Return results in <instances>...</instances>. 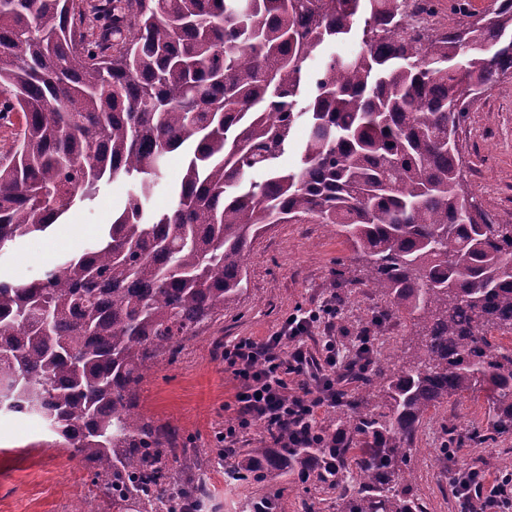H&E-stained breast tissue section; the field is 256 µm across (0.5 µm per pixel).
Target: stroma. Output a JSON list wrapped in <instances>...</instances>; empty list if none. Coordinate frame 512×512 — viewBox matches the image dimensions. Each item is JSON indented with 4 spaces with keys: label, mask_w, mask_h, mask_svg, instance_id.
Returning <instances> with one entry per match:
<instances>
[{
    "label": "stroma",
    "mask_w": 512,
    "mask_h": 512,
    "mask_svg": "<svg viewBox=\"0 0 512 512\" xmlns=\"http://www.w3.org/2000/svg\"><path fill=\"white\" fill-rule=\"evenodd\" d=\"M463 177L472 196L491 210L497 223L512 224V77L502 78L479 95L458 130ZM186 164L184 151L167 154L150 209L162 214L174 204V189ZM130 182L102 184L90 201L75 205L48 232L30 236L0 251V277L17 284L40 278L66 255L96 244L105 224L124 203ZM352 252L323 224H278L251 245L248 290L237 308L189 342L173 364L159 361L139 391L138 410L166 423L203 450L217 449L215 435L232 417L239 383L224 365L217 338L249 336L261 341L273 335L283 318L328 299L340 307L334 334L343 349L370 334L374 351L388 354L410 344L414 328L407 316L386 313L385 302L365 286L353 287L342 277ZM380 327H371L377 313ZM493 397L481 387L449 399L421 419L414 446L413 482L404 496L421 500L426 512H462L449 481L459 464L477 468L487 480L512 472V433L492 435L480 445L467 444L473 427L487 426ZM455 426L465 444L460 452H442L444 426ZM44 421L35 416L0 415V512H71L85 502L90 512H103L102 494L93 473L62 448H46ZM213 499L202 512H243L254 488L225 482L223 470L211 475Z\"/></svg>",
    "instance_id": "35a3bbf8"
}]
</instances>
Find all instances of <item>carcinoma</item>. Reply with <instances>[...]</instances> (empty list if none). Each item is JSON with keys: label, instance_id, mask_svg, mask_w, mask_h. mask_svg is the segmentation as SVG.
<instances>
[{"label": "carcinoma", "instance_id": "carcinoma-1", "mask_svg": "<svg viewBox=\"0 0 512 512\" xmlns=\"http://www.w3.org/2000/svg\"><path fill=\"white\" fill-rule=\"evenodd\" d=\"M362 22L359 49L309 69ZM405 0H0V108L22 113L0 163V249L45 232L100 185L136 183L104 237L43 277H0V412L45 421L51 446L94 469L125 512H185L208 474L338 492L339 512H424L397 494L420 418L485 384L512 432V224L461 179L457 131L475 96L512 76V0L459 28L409 36ZM305 121L296 167L278 161ZM190 147L166 213L146 203L165 156ZM263 175L256 180L254 175ZM276 224H328L362 262L341 275L406 314L420 343L379 365L351 422L318 442L188 447L137 412L154 360L224 322L247 289V249ZM184 459V470L174 463Z\"/></svg>", "mask_w": 512, "mask_h": 512}]
</instances>
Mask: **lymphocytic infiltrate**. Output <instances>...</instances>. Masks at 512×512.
Segmentation results:
<instances>
[{
    "mask_svg": "<svg viewBox=\"0 0 512 512\" xmlns=\"http://www.w3.org/2000/svg\"><path fill=\"white\" fill-rule=\"evenodd\" d=\"M339 311L335 301L289 314L279 329L265 340L241 337L225 344L224 363L240 383L235 395V416L227 421L220 437L232 448L252 428L264 427L274 433L289 425L301 439L315 438L317 413L335 406L343 396L341 386L351 370L368 371L369 363L359 360L343 364L333 336H324L321 361L313 363L305 340L313 328L332 327ZM297 382L300 391H288L289 382ZM469 512H512V477L493 485H481L471 493Z\"/></svg>",
    "mask_w": 512,
    "mask_h": 512,
    "instance_id": "obj_1",
    "label": "lymphocytic infiltrate"
}]
</instances>
